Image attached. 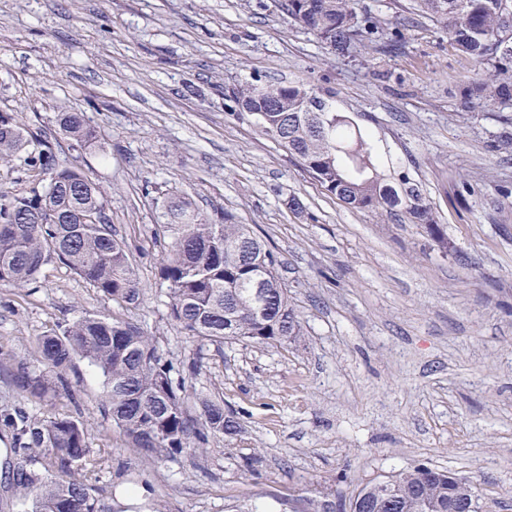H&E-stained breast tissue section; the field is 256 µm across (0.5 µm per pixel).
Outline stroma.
<instances>
[{
  "label": "stroma",
  "instance_id": "obj_1",
  "mask_svg": "<svg viewBox=\"0 0 512 512\" xmlns=\"http://www.w3.org/2000/svg\"><path fill=\"white\" fill-rule=\"evenodd\" d=\"M361 4L402 30L397 52L337 57L280 0H0V113L105 188L142 285L126 312L61 264L37 287L0 285V354L81 314L122 313L173 363L201 358L190 398L222 400L242 426L202 455L141 457L101 415L100 372L77 359L68 378L108 512H306L418 464L469 480L481 512H512V125L467 107L473 63L443 28L396 0ZM297 78L334 91L382 169L421 182L447 245L347 208L233 116L237 85ZM63 109L84 113L104 150L71 148ZM173 190L277 253L296 343L218 349L168 319L154 226Z\"/></svg>",
  "mask_w": 512,
  "mask_h": 512
}]
</instances>
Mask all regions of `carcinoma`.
Instances as JSON below:
<instances>
[{"instance_id": "obj_1", "label": "carcinoma", "mask_w": 512, "mask_h": 512, "mask_svg": "<svg viewBox=\"0 0 512 512\" xmlns=\"http://www.w3.org/2000/svg\"><path fill=\"white\" fill-rule=\"evenodd\" d=\"M294 26L312 34L341 57L398 46L403 34L388 31L360 0H282ZM410 9L448 31V42L474 63L464 89L470 107L512 108V0H410ZM288 83H247L232 90L236 106L255 118L260 132L281 144L327 192L355 211L379 212L421 224L435 241L447 238L432 207L404 172H379L361 132L333 107L335 93ZM60 134L85 147L98 132L82 112H59ZM45 150L25 134L15 116L0 113V161L17 157L43 167ZM50 180L26 193L0 191V285L25 290L45 269L61 263L101 297L122 309L140 304L141 282L125 242L106 216V191L82 169L53 159ZM156 236L164 255L157 277L165 286L167 315L189 336L222 345H286L302 335L300 316L291 305L279 273L280 261L250 227L228 212L214 219L183 194L162 203ZM84 358L102 374L104 417L112 420L124 445L144 458L178 460L202 454L209 437L231 438L240 431L224 404L197 402L189 413L185 375L197 373L201 359L180 368L165 360L156 337L125 318L86 313L33 340L22 354L8 356V374L16 391L45 410L21 406L0 410V427L10 434L6 453L42 470L16 474L14 497L24 512H106L93 493L96 459L88 446L89 424L65 378ZM66 398L72 405L58 409ZM368 512H390L378 499L398 500L397 512H452L476 492L448 472L429 473L415 466L386 477L385 487L369 482L348 502L330 511L356 512L366 493Z\"/></svg>"}]
</instances>
